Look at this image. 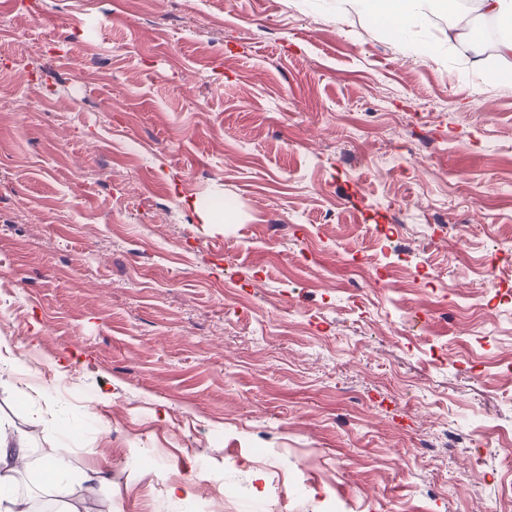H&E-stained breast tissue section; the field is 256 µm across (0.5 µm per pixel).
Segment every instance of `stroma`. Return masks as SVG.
I'll use <instances>...</instances> for the list:
<instances>
[{"mask_svg":"<svg viewBox=\"0 0 512 512\" xmlns=\"http://www.w3.org/2000/svg\"><path fill=\"white\" fill-rule=\"evenodd\" d=\"M451 23L0 0V421L39 451L27 490L62 452L73 491L106 471L101 512H512V316L480 310L512 290V82ZM486 415L482 448L441 446ZM457 46L461 47L467 62L478 64L481 61L482 45L476 38L469 37L462 41L456 34L448 31V47L456 48Z\"/></svg>","mask_w":512,"mask_h":512,"instance_id":"stroma-1","label":"stroma"}]
</instances>
